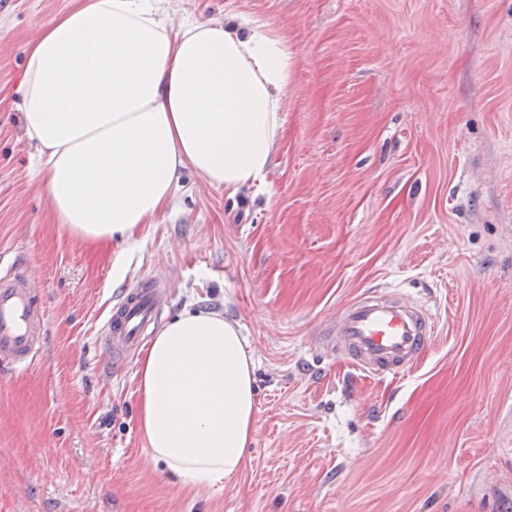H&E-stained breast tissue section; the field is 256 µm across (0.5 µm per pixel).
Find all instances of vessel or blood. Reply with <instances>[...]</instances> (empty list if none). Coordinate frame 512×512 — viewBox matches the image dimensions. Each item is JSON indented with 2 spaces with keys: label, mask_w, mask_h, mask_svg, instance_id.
Instances as JSON below:
<instances>
[{
  "label": "vessel or blood",
  "mask_w": 512,
  "mask_h": 512,
  "mask_svg": "<svg viewBox=\"0 0 512 512\" xmlns=\"http://www.w3.org/2000/svg\"><path fill=\"white\" fill-rule=\"evenodd\" d=\"M20 272L0 276V360L24 372L35 363L44 338L43 315ZM170 285L146 280L124 288L100 335L107 364L121 366L158 322ZM435 314L394 291H373L344 305L321 334L324 349L380 378L405 375L419 366L437 335Z\"/></svg>",
  "instance_id": "b4317fda"
}]
</instances>
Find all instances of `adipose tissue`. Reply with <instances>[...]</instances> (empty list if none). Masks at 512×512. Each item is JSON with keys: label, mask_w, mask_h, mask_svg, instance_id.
<instances>
[{"label": "adipose tissue", "mask_w": 512, "mask_h": 512, "mask_svg": "<svg viewBox=\"0 0 512 512\" xmlns=\"http://www.w3.org/2000/svg\"><path fill=\"white\" fill-rule=\"evenodd\" d=\"M296 56L243 15L173 23L163 0H72L25 49L22 125L55 223L93 247L135 241L184 171L234 194L283 135ZM254 364L237 323L185 309L143 351L137 425L184 481L239 472L255 433Z\"/></svg>", "instance_id": "obj_1"}]
</instances>
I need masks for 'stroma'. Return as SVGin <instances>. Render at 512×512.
<instances>
[{"mask_svg": "<svg viewBox=\"0 0 512 512\" xmlns=\"http://www.w3.org/2000/svg\"><path fill=\"white\" fill-rule=\"evenodd\" d=\"M71 0H0V255L45 312L36 366L0 367V512H512V0H168L242 12L296 57L265 179L236 197L186 172L122 262L52 220L16 89ZM163 273L161 318L236 322L255 364L241 472L183 482L136 427L138 354L103 362L128 283ZM427 305L423 362L377 379L319 327L367 291Z\"/></svg>", "mask_w": 512, "mask_h": 512, "instance_id": "stroma-1", "label": "stroma"}]
</instances>
